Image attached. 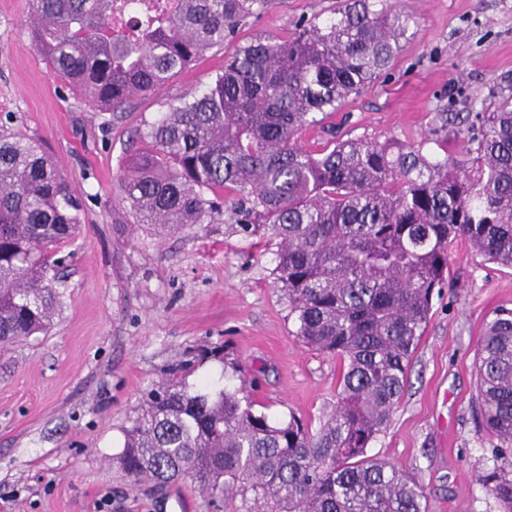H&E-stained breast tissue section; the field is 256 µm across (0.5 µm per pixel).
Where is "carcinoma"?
Wrapping results in <instances>:
<instances>
[{
	"label": "carcinoma",
	"mask_w": 512,
	"mask_h": 512,
	"mask_svg": "<svg viewBox=\"0 0 512 512\" xmlns=\"http://www.w3.org/2000/svg\"><path fill=\"white\" fill-rule=\"evenodd\" d=\"M115 0H32L28 34L55 74L99 111L154 93L269 0H165L140 5L112 27ZM417 26L387 0H340L325 20L287 37L258 34L209 82L165 103L137 131L119 178L135 224L164 231L224 216L277 240L274 283L288 298L295 336L341 363L336 408L319 429L256 410L254 381L190 385L173 366L124 429L118 463L162 492L188 482L207 504L234 512H425L405 470L367 455L408 380L447 280L448 249L512 269V99L461 129L437 113L426 142L467 134V170L423 152L326 129L309 150L299 133L316 114L380 76ZM82 207L34 140L0 134V352L50 331L62 292L58 256L79 231ZM478 403L488 433L512 442V309L493 313L478 342ZM474 482L512 512V471L474 467Z\"/></svg>",
	"instance_id": "obj_1"
}]
</instances>
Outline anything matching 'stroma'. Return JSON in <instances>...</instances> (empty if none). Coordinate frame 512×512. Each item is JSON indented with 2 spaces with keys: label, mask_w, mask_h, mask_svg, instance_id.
Masks as SVG:
<instances>
[{
  "label": "stroma",
  "mask_w": 512,
  "mask_h": 512,
  "mask_svg": "<svg viewBox=\"0 0 512 512\" xmlns=\"http://www.w3.org/2000/svg\"><path fill=\"white\" fill-rule=\"evenodd\" d=\"M336 0H270L234 40L210 50L155 94L115 113L90 108L58 78L27 32L29 0H0V133L38 141L82 204L66 249L62 305L48 335L0 356V512H208L179 483L157 494L115 460L122 430L169 367L220 346L190 376L236 385L225 362L255 378L276 420L319 426L335 408L341 365L294 335L273 282L276 245L242 231L232 213L166 234L134 225L118 178L132 141L163 102L203 87L235 46L284 36ZM418 27L390 69L350 95L326 124L378 141L418 142L440 112L497 111L512 96V0H397ZM512 308V269L448 251L409 382L369 456L401 466L426 492V512H499L474 483L476 463L512 471V453L481 426L475 369L484 325Z\"/></svg>",
  "instance_id": "stroma-1"
}]
</instances>
